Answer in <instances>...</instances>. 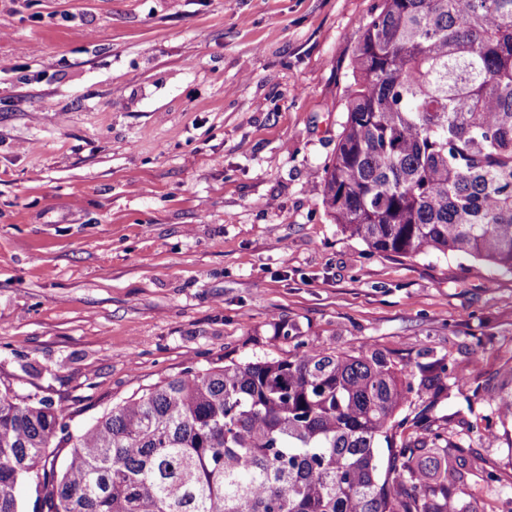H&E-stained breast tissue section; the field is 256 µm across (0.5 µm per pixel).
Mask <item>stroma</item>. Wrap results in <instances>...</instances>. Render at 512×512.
<instances>
[{"label": "stroma", "mask_w": 512, "mask_h": 512, "mask_svg": "<svg viewBox=\"0 0 512 512\" xmlns=\"http://www.w3.org/2000/svg\"><path fill=\"white\" fill-rule=\"evenodd\" d=\"M380 0H0V392L72 428L185 368L297 344L444 358L449 431L512 512V274L379 253L322 205Z\"/></svg>", "instance_id": "35a3bbf8"}]
</instances>
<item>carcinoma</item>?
<instances>
[{"label": "carcinoma", "instance_id": "cac0c4a2", "mask_svg": "<svg viewBox=\"0 0 512 512\" xmlns=\"http://www.w3.org/2000/svg\"><path fill=\"white\" fill-rule=\"evenodd\" d=\"M350 67L322 174L335 223L380 253L512 274V0H382ZM452 373L306 347L190 368L74 431L52 402L0 394V512H26V490L34 512H479L448 416L401 415Z\"/></svg>", "mask_w": 512, "mask_h": 512}]
</instances>
